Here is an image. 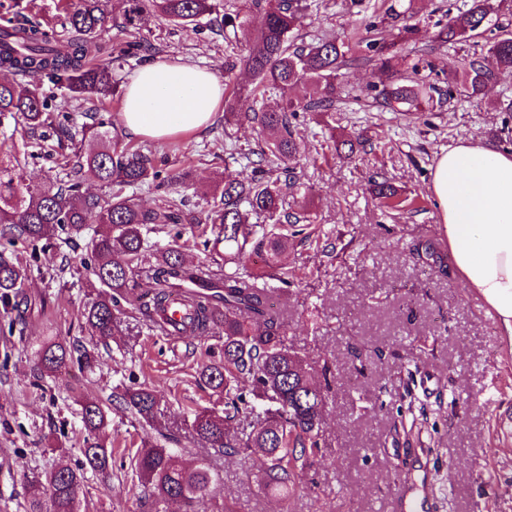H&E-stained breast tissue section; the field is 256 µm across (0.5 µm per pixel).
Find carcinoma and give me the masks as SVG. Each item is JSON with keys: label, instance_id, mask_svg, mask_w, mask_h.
Instances as JSON below:
<instances>
[{"label": "carcinoma", "instance_id": "1", "mask_svg": "<svg viewBox=\"0 0 512 512\" xmlns=\"http://www.w3.org/2000/svg\"><path fill=\"white\" fill-rule=\"evenodd\" d=\"M124 8L122 27L138 28L146 11L174 26H198L219 12L217 0H117ZM465 10L436 34L440 44L457 45L475 38L485 40L486 52L467 55L448 67V100H488L504 112H512V98H489L501 72L512 70V30L500 23L512 15V0H465ZM310 8L302 0H250L249 9L262 14L263 23L253 35L237 22L238 15L224 13L220 23L233 33H241L248 54L243 59L254 77L251 88H237L224 96V121L243 119L257 124L266 135V150L253 162L254 174L246 180L221 179L203 192L209 206L200 221L187 209L185 199L169 200L161 207L143 209L131 199L115 194L107 201L88 196L77 181H59L34 186L19 192L8 167L0 166V224L7 225L3 235L9 244L50 241L59 230L81 233L89 223L102 224L105 230L90 241L92 268L98 290L81 312V321L89 335L105 341L115 335L120 316L127 313L123 302L128 290L140 288L136 310L153 327H164L169 304L181 298L192 314L175 325L178 336H222L223 356L205 365L201 377L213 391L224 395V414L201 412L193 424L195 439L226 455L248 454L267 476V490L293 492L306 468L321 452V426L330 386H317L304 359L288 348L285 338L288 324L273 308L274 295H288L291 281L281 267V259L290 246L289 237L302 234L299 223L310 221L283 209L279 180L264 176L263 164L270 162L288 181L295 182L291 166L300 150V132L292 119L299 112L323 116L336 111L340 98L342 70L359 60L345 38L324 35L306 45L299 34L304 12ZM28 9L23 0H12L0 15V69L11 77L0 80V117H10L22 128L33 132L53 125L41 81L65 88L76 100L101 98L112 94L116 81L112 62L130 55L129 48H114L109 59L92 62L101 53L102 36L109 31L106 0H65L59 27H43L38 22H16V15ZM402 12L390 8L387 19L369 23L381 27L380 41L368 50L379 55L382 69L393 71L400 57L402 34L410 28L396 23ZM69 36L65 51L57 47L60 34ZM278 90L282 103L266 106V92ZM437 91L433 83L412 80L408 84H389L378 92L383 106L396 111L419 114L424 99ZM247 94L260 106L251 113L234 111V99ZM81 139L92 146L83 155L79 168L105 185L161 188L176 182L187 185L190 172L164 176L151 156L122 145L105 128L104 120L93 118L81 127ZM362 138L333 141L337 154L351 157L364 149ZM372 191L383 202L397 195L393 186L377 177L371 179ZM279 227L272 232L252 219ZM212 225V237L203 241L210 259L187 263L176 249H163L149 255L143 229L149 224ZM257 257L273 272L279 286L272 287L255 274L246 260ZM30 265L19 255L0 249V304L20 310L26 303L24 288ZM87 353L74 357V351L58 343L42 346L39 370L49 374L81 361ZM250 394L268 407L244 429L238 424L245 395ZM123 404L139 419L151 424L157 411V395L147 387L128 389ZM107 415L102 404L89 401L83 406L88 436L82 449L89 468L104 471L108 466L107 446L98 433ZM146 437L137 449L134 472L149 487L153 512H167L174 501L191 505L212 492L219 476L206 464L186 466L179 463L173 449ZM85 472L60 465L31 477L26 512H86Z\"/></svg>", "mask_w": 512, "mask_h": 512}]
</instances>
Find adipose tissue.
Returning <instances> with one entry per match:
<instances>
[{
  "label": "adipose tissue",
  "mask_w": 512,
  "mask_h": 512,
  "mask_svg": "<svg viewBox=\"0 0 512 512\" xmlns=\"http://www.w3.org/2000/svg\"><path fill=\"white\" fill-rule=\"evenodd\" d=\"M224 97L210 70L179 60L145 65L129 82L121 111L128 133L149 139L204 133ZM431 190L454 266L512 337V153L469 141L442 152Z\"/></svg>",
  "instance_id": "obj_1"
}]
</instances>
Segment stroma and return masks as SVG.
Segmentation results:
<instances>
[{
	"label": "stroma",
	"mask_w": 512,
	"mask_h": 512,
	"mask_svg": "<svg viewBox=\"0 0 512 512\" xmlns=\"http://www.w3.org/2000/svg\"><path fill=\"white\" fill-rule=\"evenodd\" d=\"M303 20L304 42L330 32L349 33L378 20L389 8L409 11L418 32L403 42L397 69L418 72L440 89L448 88V63L481 52L482 43L434 45L437 21L448 18V0H364L360 11L341 0H317ZM106 42L142 44L139 54L114 66L121 89L145 63L182 59L215 73L222 83L246 85L251 75L243 45L232 31L215 24L174 27L145 16L140 31L111 27ZM236 67L225 72V60ZM378 62L344 69L348 95L335 114L336 137L369 139L373 149L352 160L323 155L322 131L310 115L297 116L304 148L297 162L299 182L285 189L292 209L311 210L318 234L296 239L284 257L296 280L279 308L290 325L288 347L309 364L316 382L331 368L335 383L323 424V448L290 497L263 493L264 478L250 458L224 455L194 442L192 425L204 410L223 412L224 401L208 388L199 371L219 356V336L171 339L129 311L119 333L107 341L89 336L78 319L93 290L85 248L95 225L84 235L52 239L50 247L25 246L32 265L25 290L27 307L19 333L8 334L15 311L0 306V512H25L29 480L57 463L84 469L85 426L82 404L109 408L103 430L112 451L103 472L86 474L91 512H149L148 494L132 474V455L142 437L164 432L181 445L185 464L203 462L220 480L195 512H394L401 482L414 465L428 472L430 512H512V340L499 333L481 299L464 288L454 268L432 270L431 257L415 252L433 242L448 257L438 205L431 194L437 156L462 140L499 145L512 133V112L440 96L422 102L423 120L376 103L372 86L388 83ZM76 100L66 90L45 84L50 113L67 112L77 123L97 113L120 122L123 94ZM122 143L154 157L165 174L184 170L191 186L165 189L139 186L123 194L144 208L166 198H185L196 206L198 193L223 176L249 178L253 153L263 145L258 128L228 125L216 113L205 133L166 141L144 139L120 130ZM70 140L36 138L0 121V160L14 162L19 188L65 179L40 149ZM381 172L397 189L398 211L382 213L369 178ZM201 226H148L144 235L158 248H180L189 262L204 260ZM47 341L86 351L90 362L55 374L38 369V351ZM413 374L416 407L395 389ZM150 387L158 393L154 426L120 405L125 389ZM416 421L412 443L393 431L396 418Z\"/></svg>",
	"instance_id": "35a3bbf8"
}]
</instances>
